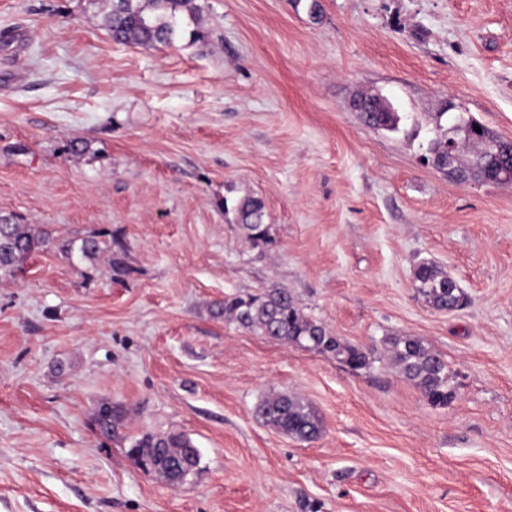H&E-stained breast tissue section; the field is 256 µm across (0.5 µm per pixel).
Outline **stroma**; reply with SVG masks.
<instances>
[{"label": "stroma", "mask_w": 512, "mask_h": 512, "mask_svg": "<svg viewBox=\"0 0 512 512\" xmlns=\"http://www.w3.org/2000/svg\"><path fill=\"white\" fill-rule=\"evenodd\" d=\"M193 3L148 49L112 40L107 0H0V215L121 260L51 247L0 276V512H512V186L421 160L449 104L512 140V0ZM363 94L399 131L363 122ZM247 195L268 243L224 214ZM425 260L461 309L417 295ZM267 287L369 367L215 315ZM388 335L446 357L447 407ZM272 390L321 437L267 427ZM105 401L128 413L109 441ZM147 433L199 448L180 487L129 458ZM257 412L268 426L303 442L318 439L324 429L313 409L301 399L274 393L263 399ZM120 411L112 403L101 404L94 416V428L97 435L105 438H112L115 424L120 420Z\"/></svg>", "instance_id": "35a3bbf8"}]
</instances>
